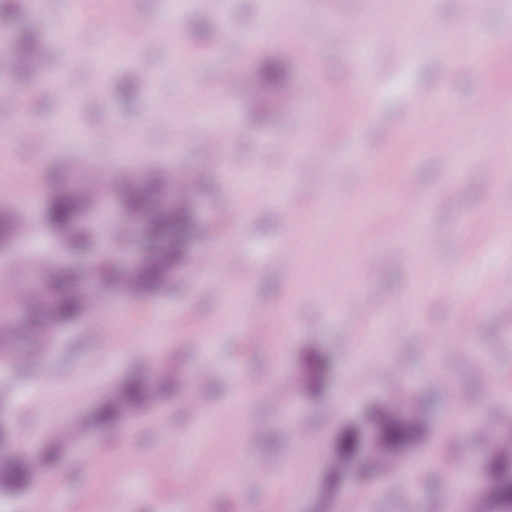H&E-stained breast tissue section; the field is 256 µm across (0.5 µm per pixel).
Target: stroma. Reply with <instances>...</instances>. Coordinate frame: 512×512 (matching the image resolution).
Returning a JSON list of instances; mask_svg holds the SVG:
<instances>
[{
	"mask_svg": "<svg viewBox=\"0 0 512 512\" xmlns=\"http://www.w3.org/2000/svg\"><path fill=\"white\" fill-rule=\"evenodd\" d=\"M465 6L281 0L289 26L254 48L246 37L269 0H180L176 48L168 0H52L42 11L20 0L0 12V31L18 40L33 30L41 43L30 98L0 94V179H17L0 218H43L51 175L92 161L112 176L174 165L210 184L192 203L189 261L171 283L65 326L28 371L0 360L13 448L32 455L58 427L90 423L33 483L0 484V512H465L451 480L462 458L487 455L489 427L449 420L462 407L512 417V0L481 10L478 47L461 25ZM107 14L140 18L139 40L110 36ZM401 15L403 37L372 42V22ZM215 24L220 46L207 35ZM312 31L318 42L306 41ZM101 44L111 61L95 53ZM272 56L283 68L270 89L279 104L258 123L254 89ZM229 67L239 76L231 101ZM55 69L69 102L44 82ZM228 126L235 134L217 151ZM451 136L468 157L443 150ZM374 165L389 170L396 200L373 204ZM246 170L264 203L240 189ZM326 204L323 231L311 235ZM400 206L417 213L416 240ZM464 237L466 286L451 294L441 276ZM227 245L235 283L210 287L214 270L197 258ZM254 309L262 319L251 325ZM101 321L112 327L106 343ZM459 333L474 337L472 356L459 354ZM134 371L186 387L149 414L96 424ZM400 391L430 402L414 446L432 468L327 490L343 434ZM250 470L263 480L231 477ZM184 484L199 496L179 494Z\"/></svg>",
	"mask_w": 512,
	"mask_h": 512,
	"instance_id": "stroma-1",
	"label": "stroma"
}]
</instances>
